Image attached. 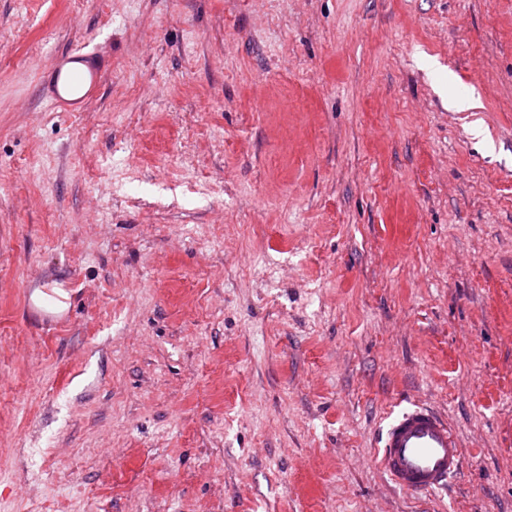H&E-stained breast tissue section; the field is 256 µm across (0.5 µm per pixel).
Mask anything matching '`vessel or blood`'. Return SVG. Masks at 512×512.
Listing matches in <instances>:
<instances>
[{
	"label": "vessel or blood",
	"instance_id": "1",
	"mask_svg": "<svg viewBox=\"0 0 512 512\" xmlns=\"http://www.w3.org/2000/svg\"><path fill=\"white\" fill-rule=\"evenodd\" d=\"M102 71L55 68L52 106L68 105L70 98L86 101L98 91ZM376 461L392 485L406 493L429 496L446 491L463 469L458 435L432 407L412 404L387 422L378 441Z\"/></svg>",
	"mask_w": 512,
	"mask_h": 512
}]
</instances>
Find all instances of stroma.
<instances>
[{"mask_svg":"<svg viewBox=\"0 0 512 512\" xmlns=\"http://www.w3.org/2000/svg\"><path fill=\"white\" fill-rule=\"evenodd\" d=\"M0 512H512V0H0ZM66 55H74L60 62L54 70V81L51 94H47V99L53 107L68 106L78 102H84L98 91L102 69L89 67L88 73L80 70H67L63 72V64L68 60L92 59L91 53L70 52ZM68 99L67 97H74ZM463 460L458 435L424 404L412 403L392 416L378 441L379 468L395 488L410 494L447 491L461 473Z\"/></svg>","mask_w":512,"mask_h":512,"instance_id":"35a3bbf8","label":"stroma"}]
</instances>
